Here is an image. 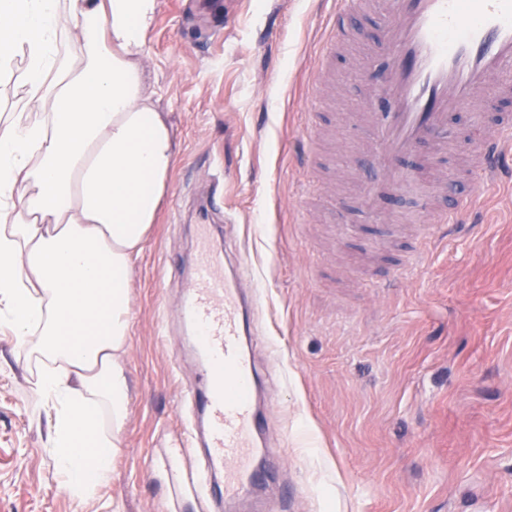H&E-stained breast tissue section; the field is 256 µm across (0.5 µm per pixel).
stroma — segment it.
Listing matches in <instances>:
<instances>
[{"label":"stroma","instance_id":"stroma-1","mask_svg":"<svg viewBox=\"0 0 512 512\" xmlns=\"http://www.w3.org/2000/svg\"><path fill=\"white\" fill-rule=\"evenodd\" d=\"M335 16L336 0H159L147 85L176 157L130 269L131 391L112 480L82 504L65 493L35 364L0 330V512H202L194 492L174 498L168 460L191 442L182 389L199 360L177 311L204 211L214 249L244 255L262 294L251 352L272 404L264 448L285 484L236 512H512V165L467 198L473 150L512 97L461 111L447 149L422 150L421 186L453 230L408 263L415 194L385 195L372 216L358 204L373 174L362 72L383 6L346 20L318 75Z\"/></svg>","mask_w":512,"mask_h":512}]
</instances>
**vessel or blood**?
<instances>
[{"instance_id":"1","label":"vessel or blood","mask_w":512,"mask_h":512,"mask_svg":"<svg viewBox=\"0 0 512 512\" xmlns=\"http://www.w3.org/2000/svg\"><path fill=\"white\" fill-rule=\"evenodd\" d=\"M387 24L378 42V65L367 82L383 88L364 137L375 148L376 177L361 202L374 210L386 191L416 177L412 167L423 146L439 143L448 115L498 98L512 71V0H385ZM512 156V120L480 144L479 174L487 176ZM198 259L181 315L200 360L198 385L186 396L204 421L207 464L183 457L178 483L204 498L232 500L265 488L274 475L260 448L270 408L257 398L262 375L248 342L257 330V290H245L249 266L241 257L213 254L211 227L199 225Z\"/></svg>"}]
</instances>
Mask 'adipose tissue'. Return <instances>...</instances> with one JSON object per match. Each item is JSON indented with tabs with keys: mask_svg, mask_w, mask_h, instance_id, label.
Masks as SVG:
<instances>
[{
	"mask_svg": "<svg viewBox=\"0 0 512 512\" xmlns=\"http://www.w3.org/2000/svg\"><path fill=\"white\" fill-rule=\"evenodd\" d=\"M158 6L0 0V82L23 86L0 116V328L38 364L51 452L80 502L112 474L129 407L130 263L175 157L145 82Z\"/></svg>",
	"mask_w": 512,
	"mask_h": 512,
	"instance_id": "obj_1",
	"label": "adipose tissue"
}]
</instances>
